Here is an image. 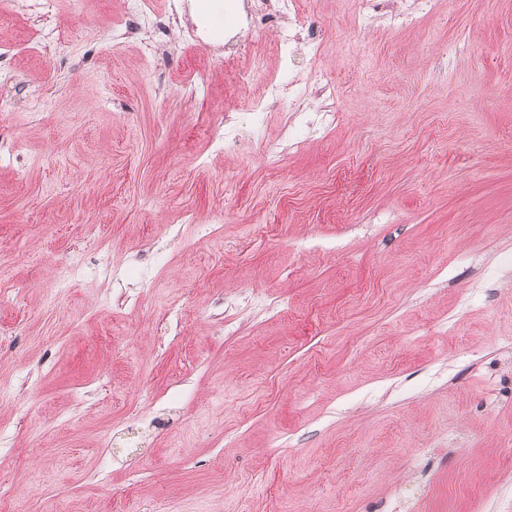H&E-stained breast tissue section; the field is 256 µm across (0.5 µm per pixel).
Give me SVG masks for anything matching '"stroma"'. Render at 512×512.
<instances>
[{"instance_id":"35a3bbf8","label":"stroma","mask_w":512,"mask_h":512,"mask_svg":"<svg viewBox=\"0 0 512 512\" xmlns=\"http://www.w3.org/2000/svg\"><path fill=\"white\" fill-rule=\"evenodd\" d=\"M308 0L330 84L212 141L225 0H0V483L44 512H512V0ZM64 30L56 52L46 39ZM120 49H113V41ZM131 4L130 12L125 19L126 37H137L145 28L149 26L155 31L167 35V28L157 15L154 7V0H129ZM248 114L250 113H242L228 119L227 124H225V131L227 130V132H224V152L237 144L238 132L244 127L248 128L254 138H258L260 135L262 112H253L249 116Z\"/></svg>"}]
</instances>
